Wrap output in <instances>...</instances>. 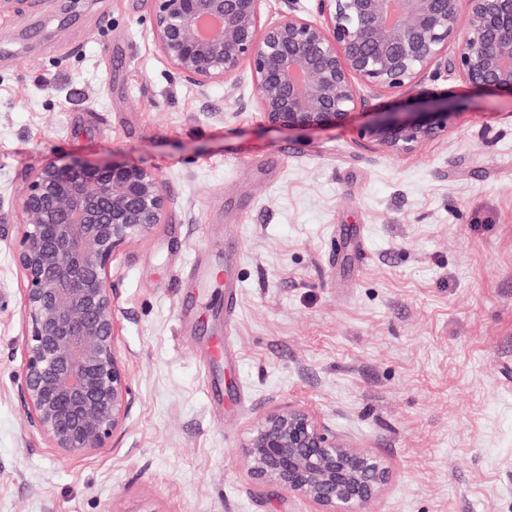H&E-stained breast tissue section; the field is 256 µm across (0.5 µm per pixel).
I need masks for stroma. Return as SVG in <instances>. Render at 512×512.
Returning <instances> with one entry per match:
<instances>
[{
	"instance_id": "obj_1",
	"label": "stroma",
	"mask_w": 512,
	"mask_h": 512,
	"mask_svg": "<svg viewBox=\"0 0 512 512\" xmlns=\"http://www.w3.org/2000/svg\"><path fill=\"white\" fill-rule=\"evenodd\" d=\"M151 15L0 0V512H315L243 465L288 408L388 468L371 512H512V95L424 78L460 115L394 155L268 125L246 70L199 96ZM73 158L140 161L171 205L110 270L126 417L68 457L26 422L12 247L32 173ZM226 264L232 295L194 276Z\"/></svg>"
}]
</instances>
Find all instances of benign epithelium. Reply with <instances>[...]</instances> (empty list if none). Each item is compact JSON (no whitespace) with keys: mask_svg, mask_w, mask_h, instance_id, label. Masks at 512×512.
<instances>
[{"mask_svg":"<svg viewBox=\"0 0 512 512\" xmlns=\"http://www.w3.org/2000/svg\"><path fill=\"white\" fill-rule=\"evenodd\" d=\"M155 46L202 95L249 69L256 108L271 126L337 127L361 105L355 83L392 94L430 91L420 78L453 67L474 88L512 94V0H293L274 22L264 0H152ZM453 56H448V51ZM376 112L361 136L392 154L448 132L455 103ZM170 205L159 175L135 160L50 162L19 199L13 257L23 280L21 393L28 424L66 456L110 447L130 385L114 342L110 268ZM247 473L318 506L369 512L389 472L339 442L301 409L270 412L243 450Z\"/></svg>","mask_w":512,"mask_h":512,"instance_id":"1","label":"benign epithelium"}]
</instances>
